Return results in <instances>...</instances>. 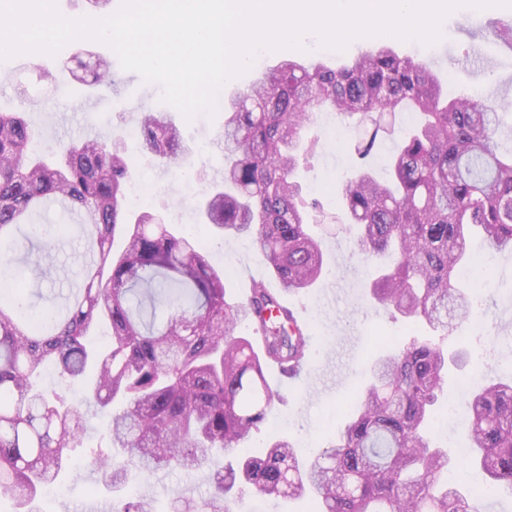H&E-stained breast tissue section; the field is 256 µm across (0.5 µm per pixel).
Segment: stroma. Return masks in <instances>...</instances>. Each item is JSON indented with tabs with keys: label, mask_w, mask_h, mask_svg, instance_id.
Wrapping results in <instances>:
<instances>
[{
	"label": "stroma",
	"mask_w": 512,
	"mask_h": 512,
	"mask_svg": "<svg viewBox=\"0 0 512 512\" xmlns=\"http://www.w3.org/2000/svg\"><path fill=\"white\" fill-rule=\"evenodd\" d=\"M502 25H512V10L458 11L444 21L443 39L435 47L403 42L399 52L426 61L434 52H441L443 61L438 69L446 77L444 85L449 95L502 88L509 101L507 112L512 115V50L498 37ZM90 53L109 59L114 56L103 44L77 41L53 58L25 55L15 58L12 65L0 66V105H15L14 86L18 83L40 98L41 106L30 111L29 118L43 147L105 130L123 138L135 183L151 187L143 201L130 203V210L159 215L179 225L191 238L203 241L211 263L229 275L226 286L230 297H239L250 278L266 276L265 257L247 240L216 235L193 212L194 203L224 176L223 114L211 120L200 115L192 122L181 123L182 138L190 148V176L163 170L154 154L143 150L138 139L130 135L140 112L149 108L167 111V104L160 100V86L143 83L137 73L117 65L113 68L115 86L87 88L72 79L69 71ZM44 70L68 83V91H57L54 85L41 81L39 74ZM311 133L317 136L318 144L310 166L301 171V183L304 193L320 199L323 206L317 220L328 273L310 293L285 297L312 327L310 372L301 384L283 389L281 400L275 401L266 423L248 443L255 453L282 432L303 451L323 450L327 438L342 425L356 393L367 382L368 362L382 350L379 337L404 338V319H391L388 311L367 300V263L354 249L352 231L337 220L341 186L356 166L354 147L365 131L341 125L335 113L318 112ZM40 222L55 246L40 254L39 262L56 268L57 276L41 283L43 297L35 302L39 312L48 309L49 297L64 295L79 284L84 260L76 221L61 205H52ZM486 276L488 286L480 292L471 320L459 326L448 341L449 347L463 346L471 354L467 367L447 377L446 386L452 393L464 381L475 387L512 375V253L489 260ZM108 432L107 418L97 417L82 447L71 451L58 491L37 501L38 512H94L102 503L117 512L132 494L151 499L157 512H168L176 496L197 499L207 495L215 473L211 466L196 471L161 470L148 477L133 470L122 487L113 488L90 462L95 453L105 451ZM448 482L474 497L484 512H512V493L483 492L482 477L475 470L451 468Z\"/></svg>",
	"instance_id": "obj_1"
}]
</instances>
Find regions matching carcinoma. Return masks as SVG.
<instances>
[{
  "mask_svg": "<svg viewBox=\"0 0 512 512\" xmlns=\"http://www.w3.org/2000/svg\"><path fill=\"white\" fill-rule=\"evenodd\" d=\"M93 84L115 83L99 56L80 63ZM336 113L366 128L358 154L370 155L381 132L377 113L412 114L390 156L388 177L362 168L344 183L341 219L356 226L359 254L374 262L370 295L406 319L409 342L375 358L335 439L306 457L282 435L259 456L244 445L260 431L276 399L269 367L304 360L307 336L279 312L280 292L301 293L322 277V240L310 230L297 173L315 142H306L308 108ZM501 102L484 94L450 98L428 66L387 49L338 68L286 59L224 104V178L196 204L198 218L222 236L251 241L280 290L256 280L249 298L227 297L224 274L196 244L148 213L125 209L131 168L123 141L97 135L41 156L25 111H0V244L31 227L47 201L81 217L84 280L64 303L35 320L19 288L0 286V499L33 512L40 490L55 481L68 451L81 445L92 415L110 420L109 446L98 455L112 485L128 469H199L220 453L240 451L236 466L213 476L212 490L186 512H229L235 489L285 501L308 498L311 512H473L448 487L452 464L475 466L512 491V377L474 390L467 401L469 445L455 460L436 446L429 427L449 365L441 339L472 316L460 271L480 237L489 258L512 251V127ZM142 147L168 169L190 150L163 112L138 120ZM252 321L259 342L237 335ZM109 326L106 343L90 334ZM82 380L96 372L80 400L47 393L42 370Z\"/></svg>",
  "mask_w": 512,
  "mask_h": 512,
  "instance_id": "obj_1",
  "label": "carcinoma"
}]
</instances>
